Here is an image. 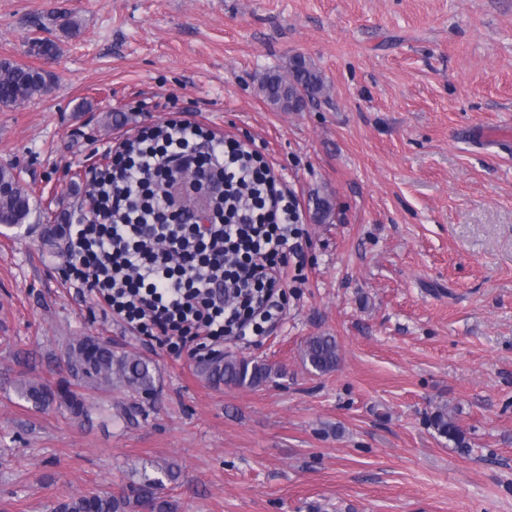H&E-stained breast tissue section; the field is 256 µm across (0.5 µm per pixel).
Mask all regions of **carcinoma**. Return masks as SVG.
<instances>
[{
    "label": "carcinoma",
    "instance_id": "cac0c4a2",
    "mask_svg": "<svg viewBox=\"0 0 512 512\" xmlns=\"http://www.w3.org/2000/svg\"><path fill=\"white\" fill-rule=\"evenodd\" d=\"M32 51L51 57L58 51L57 43L50 38H38ZM48 74L29 67L0 62V105H16L48 89ZM259 89L266 100L284 112H298L309 102L315 101L325 89L321 72L305 57H293L288 75L269 72L261 80ZM334 206L327 194L315 196V216L324 224L333 215ZM31 214L30 196L18 189L0 196V224L14 226L25 223ZM71 373L80 381L98 387L123 388L136 394L150 395L157 389L155 364L139 356L119 351L107 342L91 337L73 340L66 352ZM303 360L315 371L326 374L336 369L340 361V348L336 338L329 335L312 336L306 342ZM198 368L208 379L227 385L258 387L272 380L278 370L253 359H239L228 355L219 360L201 359ZM17 393L34 408H43L57 401L72 411L85 412L84 402L77 394L35 380L19 383ZM430 426L439 436L448 439L457 448L468 447L465 433L445 407H439L429 418ZM131 505L126 495L91 493L60 502L54 512H125Z\"/></svg>",
    "mask_w": 512,
    "mask_h": 512
}]
</instances>
